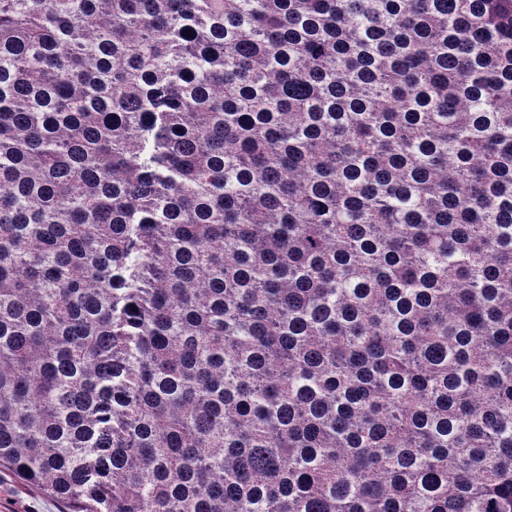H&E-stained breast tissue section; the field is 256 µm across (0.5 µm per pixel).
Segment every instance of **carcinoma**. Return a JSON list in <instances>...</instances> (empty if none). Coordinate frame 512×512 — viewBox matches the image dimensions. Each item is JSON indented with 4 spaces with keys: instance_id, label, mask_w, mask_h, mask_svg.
Listing matches in <instances>:
<instances>
[{
    "instance_id": "1",
    "label": "carcinoma",
    "mask_w": 512,
    "mask_h": 512,
    "mask_svg": "<svg viewBox=\"0 0 512 512\" xmlns=\"http://www.w3.org/2000/svg\"><path fill=\"white\" fill-rule=\"evenodd\" d=\"M0 466L512 512V0H0Z\"/></svg>"
}]
</instances>
